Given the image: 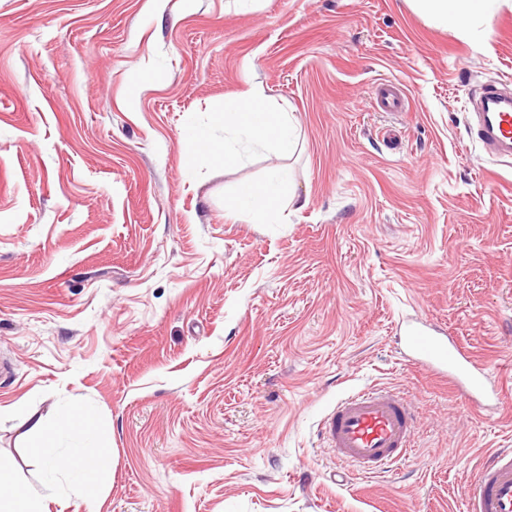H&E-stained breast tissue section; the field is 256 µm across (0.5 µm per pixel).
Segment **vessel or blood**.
Wrapping results in <instances>:
<instances>
[{
  "instance_id": "vessel-or-blood-1",
  "label": "vessel or blood",
  "mask_w": 512,
  "mask_h": 512,
  "mask_svg": "<svg viewBox=\"0 0 512 512\" xmlns=\"http://www.w3.org/2000/svg\"><path fill=\"white\" fill-rule=\"evenodd\" d=\"M380 111L401 112L406 96L399 84L382 81L373 90ZM473 127L494 157H512V97L494 87L474 104ZM404 342L415 364L445 381L465 401L486 394V374L468 352L427 324L410 325ZM416 417L409 401L378 386L337 400L324 422L341 479L375 478L405 463L415 450ZM466 512H512V449L489 455L477 483L466 494Z\"/></svg>"
}]
</instances>
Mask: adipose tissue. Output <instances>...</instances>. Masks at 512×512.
Listing matches in <instances>:
<instances>
[{
	"label": "adipose tissue",
	"mask_w": 512,
	"mask_h": 512,
	"mask_svg": "<svg viewBox=\"0 0 512 512\" xmlns=\"http://www.w3.org/2000/svg\"><path fill=\"white\" fill-rule=\"evenodd\" d=\"M496 0H413L415 7L441 27L460 28L475 18H488ZM224 125L223 140L207 127L193 128L185 139L187 151L206 149L211 162L240 164L249 150L263 149L279 158L258 185L242 186L225 205L228 217L252 224L276 219L296 200L293 174L283 165L298 146L299 122L285 108L270 100L263 87L248 90L225 103L218 116ZM28 431L38 440L37 454L50 475L67 470L88 505L99 500L102 474L88 463L91 444L106 445L112 436L109 425L98 423L86 410H62L57 419L32 418ZM0 512H49L48 497L22 483L11 457L0 454Z\"/></svg>",
	"instance_id": "obj_1"
}]
</instances>
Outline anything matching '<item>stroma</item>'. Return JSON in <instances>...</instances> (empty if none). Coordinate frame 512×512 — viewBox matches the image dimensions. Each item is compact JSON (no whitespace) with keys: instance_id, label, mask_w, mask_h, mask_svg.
Here are the masks:
<instances>
[{"instance_id":"stroma-1","label":"stroma","mask_w":512,"mask_h":512,"mask_svg":"<svg viewBox=\"0 0 512 512\" xmlns=\"http://www.w3.org/2000/svg\"><path fill=\"white\" fill-rule=\"evenodd\" d=\"M402 84L411 109L376 111ZM300 122L281 224L224 217L276 158L188 154L249 82ZM512 90V0L443 29L409 0H0V454L41 485L25 419L112 427L100 512H465L512 448V160L469 129ZM423 318L502 388L468 406L402 358ZM379 384L417 449L339 483L320 423ZM373 95L381 112H403L405 109L406 96L399 84L381 81L375 85Z\"/></svg>"}]
</instances>
